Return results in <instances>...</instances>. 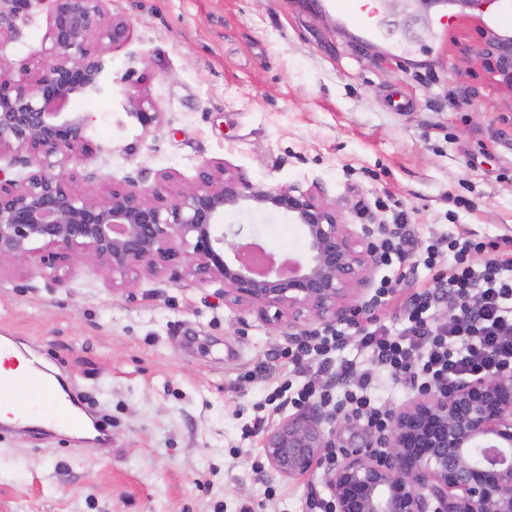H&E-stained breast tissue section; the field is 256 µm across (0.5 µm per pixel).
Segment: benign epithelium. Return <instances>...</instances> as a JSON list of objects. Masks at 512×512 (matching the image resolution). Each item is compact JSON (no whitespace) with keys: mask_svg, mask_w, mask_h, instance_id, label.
I'll return each instance as SVG.
<instances>
[{"mask_svg":"<svg viewBox=\"0 0 512 512\" xmlns=\"http://www.w3.org/2000/svg\"><path fill=\"white\" fill-rule=\"evenodd\" d=\"M107 0H51L39 49L0 60V158L29 169L0 171V263L29 260L53 288L80 263L104 268L114 288L142 278L219 282L224 303L254 311L290 338L314 324L350 319L372 287L376 249L369 233L344 224L312 188H269L222 162L205 160L175 191L152 185H96L95 152L74 98L112 94L107 55L127 42L129 24ZM126 112L143 129L162 122L145 98ZM251 203L300 226L307 250L285 259L224 224V211ZM331 417L317 405L263 436L270 468L283 478L314 470L336 447ZM381 451L354 448L328 474L335 512H512V372L451 392H428L390 414Z\"/></svg>","mask_w":512,"mask_h":512,"instance_id":"1","label":"benign epithelium"}]
</instances>
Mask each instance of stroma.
Instances as JSON below:
<instances>
[{
  "label": "stroma",
  "mask_w": 512,
  "mask_h": 512,
  "mask_svg": "<svg viewBox=\"0 0 512 512\" xmlns=\"http://www.w3.org/2000/svg\"><path fill=\"white\" fill-rule=\"evenodd\" d=\"M130 25L114 49L112 93L71 102L91 116L89 168L120 183L192 180L205 160L251 181L318 188L353 229L404 213L419 243L462 231L512 236V82L505 45L471 9L450 34L417 16L429 47L392 57L343 33L330 9L302 0H109ZM46 0H0V57L25 59L46 31ZM398 90L410 100L390 111ZM150 99L143 131L123 105ZM225 223L280 256L301 254L298 225L237 207ZM222 287L192 278L116 290L95 264L49 288L25 261L0 263V341L60 375L112 423L93 433L0 431V512H308L328 496L332 456L375 443L367 425L336 436L332 456L285 479L264 460L257 418L281 422L268 395L287 378L249 370L287 345L257 313L225 305Z\"/></svg>",
  "instance_id": "1"
}]
</instances>
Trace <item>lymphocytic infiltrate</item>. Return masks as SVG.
Returning <instances> with one entry per match:
<instances>
[{"mask_svg": "<svg viewBox=\"0 0 512 512\" xmlns=\"http://www.w3.org/2000/svg\"><path fill=\"white\" fill-rule=\"evenodd\" d=\"M378 262L388 270L369 300L365 324L352 334L370 353L375 369L354 374L353 364L332 369L331 354L346 341L345 330L329 328L293 346L276 358L293 371L316 364L319 379L307 381L286 404L297 408L320 398L333 411L385 432L390 412L372 392L380 375L409 383L417 392L449 391L491 374L512 371V237L498 242L449 236L419 248L407 224H393L378 245ZM424 266L431 286L403 293L409 262ZM402 297L406 324L391 332L376 322L378 307ZM447 303L448 315L434 322L431 311Z\"/></svg>", "mask_w": 512, "mask_h": 512, "instance_id": "obj_1", "label": "lymphocytic infiltrate"}]
</instances>
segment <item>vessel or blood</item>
<instances>
[{
	"mask_svg": "<svg viewBox=\"0 0 512 512\" xmlns=\"http://www.w3.org/2000/svg\"><path fill=\"white\" fill-rule=\"evenodd\" d=\"M343 25L352 27L359 38L383 45L393 55L424 52L423 44L409 40L387 17L383 0H330ZM475 13L482 21L507 27L512 25V0H476ZM50 405L64 430H86L85 417L52 373L37 369L13 378H0V402L9 404L17 423H26L32 412V397Z\"/></svg>",
	"mask_w": 512,
	"mask_h": 512,
	"instance_id": "vessel-or-blood-1",
	"label": "vessel or blood"
}]
</instances>
